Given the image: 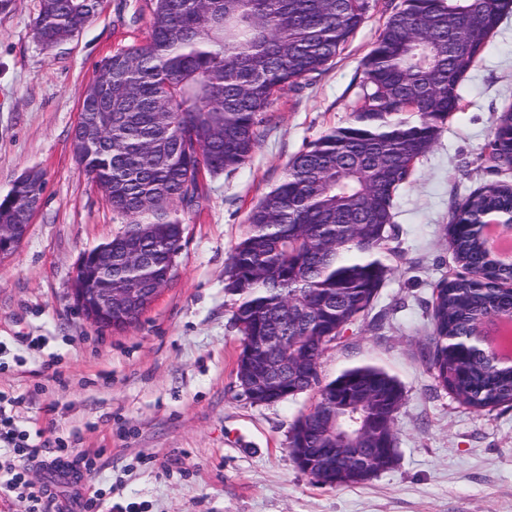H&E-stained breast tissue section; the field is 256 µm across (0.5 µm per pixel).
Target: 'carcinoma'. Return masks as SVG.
<instances>
[{
    "instance_id": "carcinoma-1",
    "label": "carcinoma",
    "mask_w": 512,
    "mask_h": 512,
    "mask_svg": "<svg viewBox=\"0 0 512 512\" xmlns=\"http://www.w3.org/2000/svg\"><path fill=\"white\" fill-rule=\"evenodd\" d=\"M100 0H42L35 34L47 48L96 14ZM372 0H150L144 41L105 58L85 88L80 113L99 117L107 147L74 143L80 170L129 218L112 237V287L132 270L120 259L131 231L155 279L171 276L183 226L174 204H191L199 177L231 173L258 147L266 115L298 80L319 74L366 22ZM512 0H401L361 64L350 125L330 130L287 164L285 176L248 217V231L225 270L238 296L233 318L242 336H289L290 356L308 361L294 383L314 390V405L295 422L289 447L317 454L343 444L393 448L403 388L386 370L363 364L322 382L326 348L371 308L392 273L382 257L392 238L396 191L431 149L461 101V81L487 49ZM490 159L512 153V110L501 115ZM41 172L0 198L9 224ZM512 218V187L489 185L455 209L450 247L463 273L444 278L432 305L430 368L457 402L475 412L512 404V365L477 338L512 306V270L488 252L481 222ZM290 304L317 318L291 327ZM288 379L267 404L286 400Z\"/></svg>"
}]
</instances>
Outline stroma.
Listing matches in <instances>:
<instances>
[{
  "mask_svg": "<svg viewBox=\"0 0 512 512\" xmlns=\"http://www.w3.org/2000/svg\"><path fill=\"white\" fill-rule=\"evenodd\" d=\"M145 0H102L74 37L46 49L34 35L41 0L0 13V196L24 172L44 179L29 232L0 256V410L75 456L99 512H512V405L463 408L430 369L436 283L458 272L447 226L462 198L512 184L487 144L512 107V12L461 82L462 101L394 199V272L368 314L328 347L322 381L373 364L405 401L398 461L368 482L322 487L294 463L288 441L316 401L307 391L252 404L236 379L242 336L224 270L250 209L289 160L347 125L361 63L400 0H375L364 26L323 72L276 101L259 147L240 169L204 177L172 276L138 322L121 332L88 324L69 299L81 252L122 231L72 150L79 98L98 63L140 44Z\"/></svg>",
  "mask_w": 512,
  "mask_h": 512,
  "instance_id": "obj_1",
  "label": "stroma"
}]
</instances>
